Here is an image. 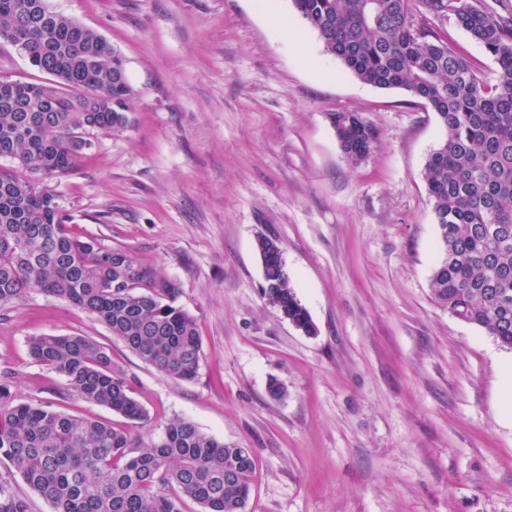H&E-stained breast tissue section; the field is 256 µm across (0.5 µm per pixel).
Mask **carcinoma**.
<instances>
[{"label": "carcinoma", "mask_w": 512, "mask_h": 512, "mask_svg": "<svg viewBox=\"0 0 512 512\" xmlns=\"http://www.w3.org/2000/svg\"><path fill=\"white\" fill-rule=\"evenodd\" d=\"M412 2L293 0L325 51L359 80L424 100L445 127L424 171L442 253L433 295L512 350V16L470 0H423L494 59L489 85L440 33L417 24ZM0 39L29 43L31 65L52 76L43 84L0 78V158L11 162L0 167V311L41 290L90 312L162 374L194 379L202 340L195 318L176 306L179 282L72 234L48 184L76 165L87 132L127 127L132 90L123 57L46 0H0ZM329 121L351 162L371 153L377 134L359 114L334 112ZM257 249L268 302L314 334L279 243L262 237ZM28 346L78 397L131 424L147 420L111 354L90 337L33 336ZM0 457L53 512H184L187 501L198 512H245L255 470L250 449L189 421H173L160 439L139 446L122 426L17 402L5 383ZM0 512H31L29 498L7 480H0Z\"/></svg>", "instance_id": "obj_1"}]
</instances>
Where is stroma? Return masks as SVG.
Masks as SVG:
<instances>
[{"label": "stroma", "instance_id": "35a3bbf8", "mask_svg": "<svg viewBox=\"0 0 512 512\" xmlns=\"http://www.w3.org/2000/svg\"><path fill=\"white\" fill-rule=\"evenodd\" d=\"M124 58L121 131L88 134L50 180L75 234L177 280L203 356L176 380L92 315L41 291L0 312V383L20 401L119 423L31 359V337L81 334L147 410L140 444L175 419L251 449L246 512H512V350L432 295L438 226L424 179L446 131L421 100L356 78L292 0H48ZM487 80L497 65L452 18L417 13ZM376 130L352 163L328 115ZM278 241L316 327L263 293L259 237ZM286 390L272 398L271 381Z\"/></svg>", "mask_w": 512, "mask_h": 512}]
</instances>
